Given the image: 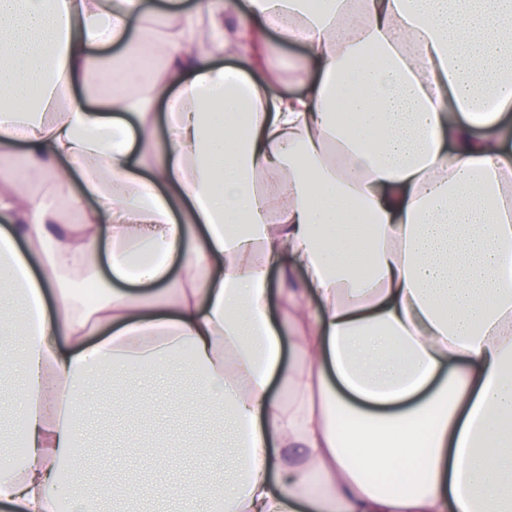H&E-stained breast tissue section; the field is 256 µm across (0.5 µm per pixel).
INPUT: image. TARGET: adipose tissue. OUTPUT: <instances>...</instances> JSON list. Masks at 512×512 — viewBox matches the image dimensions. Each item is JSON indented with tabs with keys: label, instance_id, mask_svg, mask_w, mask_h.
Returning <instances> with one entry per match:
<instances>
[{
	"label": "adipose tissue",
	"instance_id": "obj_1",
	"mask_svg": "<svg viewBox=\"0 0 512 512\" xmlns=\"http://www.w3.org/2000/svg\"><path fill=\"white\" fill-rule=\"evenodd\" d=\"M245 12L231 34L223 0H0V315L23 289L0 336L29 447L0 501L132 497L68 482L75 399L181 358L235 433L219 512H512V0ZM263 23L303 34L302 93L221 66ZM158 44L161 69L100 93L107 47ZM89 279L109 288L85 305Z\"/></svg>",
	"mask_w": 512,
	"mask_h": 512
}]
</instances>
